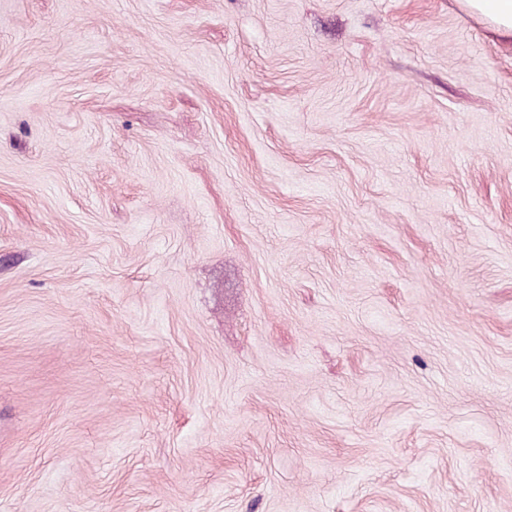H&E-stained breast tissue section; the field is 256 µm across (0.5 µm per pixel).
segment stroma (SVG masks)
Returning <instances> with one entry per match:
<instances>
[{
	"label": "stroma",
	"mask_w": 512,
	"mask_h": 512,
	"mask_svg": "<svg viewBox=\"0 0 512 512\" xmlns=\"http://www.w3.org/2000/svg\"><path fill=\"white\" fill-rule=\"evenodd\" d=\"M0 512H512V41L0 0Z\"/></svg>",
	"instance_id": "35a3bbf8"
}]
</instances>
